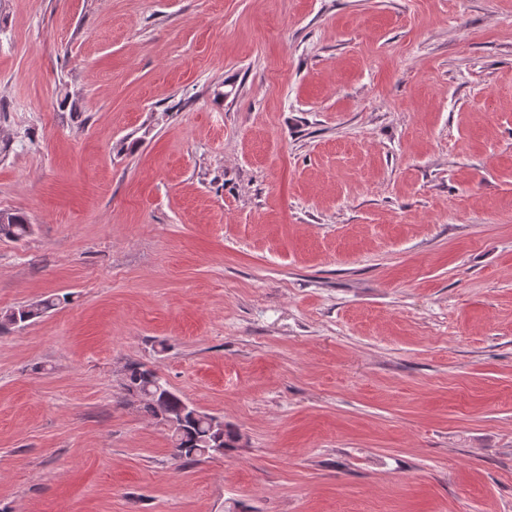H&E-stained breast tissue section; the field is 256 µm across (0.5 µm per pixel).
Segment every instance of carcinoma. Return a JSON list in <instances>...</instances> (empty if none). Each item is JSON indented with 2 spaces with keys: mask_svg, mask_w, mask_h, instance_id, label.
I'll use <instances>...</instances> for the list:
<instances>
[{
  "mask_svg": "<svg viewBox=\"0 0 512 512\" xmlns=\"http://www.w3.org/2000/svg\"><path fill=\"white\" fill-rule=\"evenodd\" d=\"M31 233L24 216L0 211V239L19 241ZM61 303L58 297H48L17 309L0 312V329L23 327ZM126 390L144 402L143 410L155 419L166 422L172 430L174 459L191 464L203 457L215 455L218 448H231L237 434L228 429L212 427L216 417L197 410L171 389L156 372L141 364L126 367Z\"/></svg>",
  "mask_w": 512,
  "mask_h": 512,
  "instance_id": "1",
  "label": "carcinoma"
}]
</instances>
